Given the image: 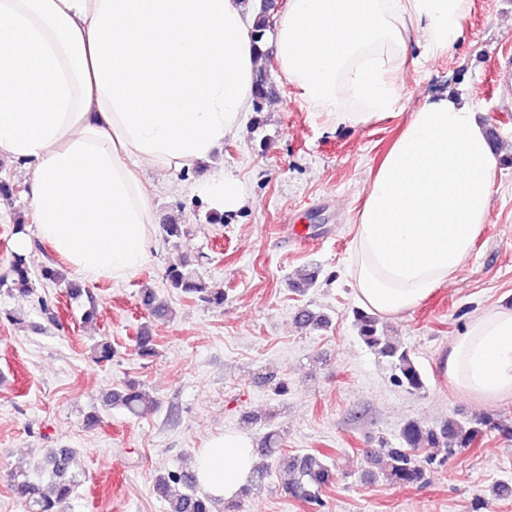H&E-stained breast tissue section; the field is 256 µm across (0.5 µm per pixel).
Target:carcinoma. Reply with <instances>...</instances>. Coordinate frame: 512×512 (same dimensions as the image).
Wrapping results in <instances>:
<instances>
[{"label":"carcinoma","instance_id":"cac0c4a2","mask_svg":"<svg viewBox=\"0 0 512 512\" xmlns=\"http://www.w3.org/2000/svg\"><path fill=\"white\" fill-rule=\"evenodd\" d=\"M255 26L253 42L266 45L267 33L274 30L270 23V9L266 0L253 4ZM273 96L272 87L267 81L265 72L260 71L255 77L254 88V124L261 122L259 113L263 104ZM30 272L25 257L14 256L10 265V277L13 291L21 300L27 299L30 288ZM43 277L60 285H65L70 295L79 297L83 288L69 282L63 273L48 268ZM166 277L171 287L197 297L206 304H224L223 291H210L202 278L188 265L170 268ZM143 306L155 320H166L173 312L168 305L157 301L152 293L142 297ZM296 322L302 327H321L327 320L324 316L303 308L296 314ZM356 325L359 337L370 349L390 360L397 371L395 380L410 391H420L425 383L420 370L411 358L410 351L393 342L379 328L378 318L363 310L356 311ZM137 353L141 356L154 354V336L149 325L141 327L136 336ZM155 400L146 390L134 382L125 384L122 389H114L105 400V406H120L132 416H140L147 412ZM480 433L478 423H463L450 418L439 427H425L417 421H409L403 425L398 435V446L381 445L373 454L380 464L382 477L390 482L404 485L421 484L425 480L427 466L435 461V456L426 453L428 448L443 449L445 463L455 451L469 448ZM258 454L276 459L278 466L288 476V493L309 504L321 505L324 490L335 482L336 474L328 463V455L317 451L314 453L290 454L282 448L278 432L267 433L263 447L257 449ZM75 452L71 448H57L43 460L42 468L48 472L52 481L50 490H44L40 483L27 474L14 477L13 491L23 506L24 512H60V505L70 499L79 483V473L75 470ZM155 489L167 502V512H215V500L197 488L194 472L166 471L158 476Z\"/></svg>","mask_w":512,"mask_h":512}]
</instances>
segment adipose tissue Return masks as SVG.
I'll return each instance as SVG.
<instances>
[{"mask_svg": "<svg viewBox=\"0 0 512 512\" xmlns=\"http://www.w3.org/2000/svg\"><path fill=\"white\" fill-rule=\"evenodd\" d=\"M251 0H0V160L20 164L40 237L83 280H121L145 261L159 171L209 163L242 127L258 70ZM471 0H289L268 44L288 82L334 126L393 114L405 33L435 57L464 40ZM498 154L474 107L450 93L411 112L365 187L350 275L367 312L417 307L469 261L488 218ZM212 208L244 198L212 174ZM441 367L481 403L512 397V309L490 307ZM255 464L238 430L208 438L200 485L231 500Z\"/></svg>", "mask_w": 512, "mask_h": 512, "instance_id": "ef3b65f1", "label": "adipose tissue"}]
</instances>
